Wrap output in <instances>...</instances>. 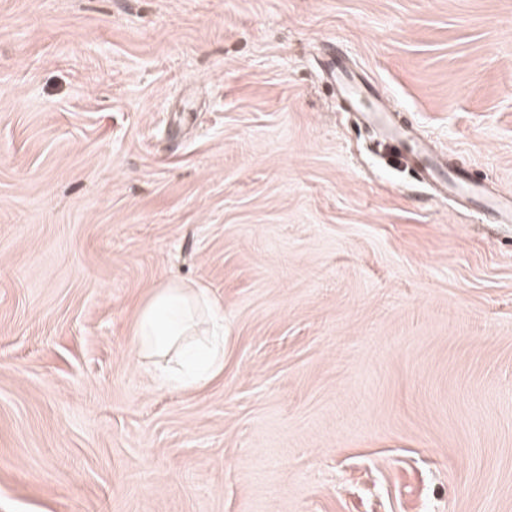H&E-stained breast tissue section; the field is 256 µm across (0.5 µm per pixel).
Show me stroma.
<instances>
[{"instance_id":"1","label":"stroma","mask_w":512,"mask_h":512,"mask_svg":"<svg viewBox=\"0 0 512 512\" xmlns=\"http://www.w3.org/2000/svg\"><path fill=\"white\" fill-rule=\"evenodd\" d=\"M512 0H0V512H512ZM224 370L159 387L165 280ZM329 69L337 95L351 103L354 112H357L362 122L378 126L382 128L386 138L404 146L408 145L409 158L421 167L424 178L434 183L440 192L444 194L454 192L472 202L480 198L499 223H512V198L492 195L484 189V186L468 176L465 177L460 172H453L448 168L447 158L436 154L428 142L414 138L406 125L394 119L386 103L378 96L370 94L361 78L341 60L336 59ZM132 339L163 386L199 387L224 370V308L205 288L163 283L140 309Z\"/></svg>"}]
</instances>
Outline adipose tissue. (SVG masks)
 Instances as JSON below:
<instances>
[{
	"mask_svg": "<svg viewBox=\"0 0 512 512\" xmlns=\"http://www.w3.org/2000/svg\"><path fill=\"white\" fill-rule=\"evenodd\" d=\"M132 339L157 383L199 387L224 367V309L206 289L169 280L140 309Z\"/></svg>",
	"mask_w": 512,
	"mask_h": 512,
	"instance_id": "1",
	"label": "adipose tissue"
}]
</instances>
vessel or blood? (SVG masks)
<instances>
[{"mask_svg": "<svg viewBox=\"0 0 512 512\" xmlns=\"http://www.w3.org/2000/svg\"><path fill=\"white\" fill-rule=\"evenodd\" d=\"M330 77L338 96L351 103L362 122L382 128L387 138L408 146L410 159L421 167L425 178L440 192H453L471 200L481 199L499 223H512V198L490 194L477 182L452 171L446 157L436 154L428 142L414 138L405 125L394 119L386 103L368 92L353 70L338 61L331 64Z\"/></svg>", "mask_w": 512, "mask_h": 512, "instance_id": "1", "label": "vessel or blood"}]
</instances>
